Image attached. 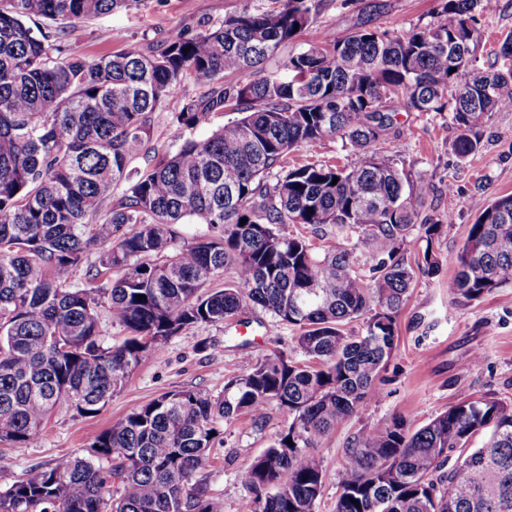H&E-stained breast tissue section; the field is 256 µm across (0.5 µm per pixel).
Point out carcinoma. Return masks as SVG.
Returning <instances> with one entry per match:
<instances>
[{
	"instance_id": "carcinoma-1",
	"label": "carcinoma",
	"mask_w": 512,
	"mask_h": 512,
	"mask_svg": "<svg viewBox=\"0 0 512 512\" xmlns=\"http://www.w3.org/2000/svg\"><path fill=\"white\" fill-rule=\"evenodd\" d=\"M138 2L0 0V442L36 446L57 405L94 414L169 337L256 306L296 329L307 361L267 355L220 394L164 393L85 454L30 469L0 492V512H222L206 483L190 480L220 423L260 418L273 402L291 422L249 466L242 512H314L328 475L310 449L378 397L417 274L440 269L432 243L442 225H416L428 183L379 145L394 112L450 105L454 154L479 151L492 113L512 109V72L468 70L474 12L498 0H440L433 21L406 33L364 23L342 38L326 32L290 53L282 75L265 63L316 22L321 0L246 7L159 48L75 51L71 25ZM185 79L208 91L172 113L179 148L131 168L150 114ZM224 110L239 118L183 138ZM336 137L360 153L354 165H283L293 148ZM189 221L212 234L172 249ZM279 224H332L380 244L370 275L356 270L355 248L282 235ZM416 228L426 246L412 266L400 251ZM226 269L229 283L203 291ZM505 287L512 195L470 225L448 296L472 304ZM102 308L127 332L119 345L100 338ZM360 318L364 334L346 335ZM477 435L486 440L471 450ZM336 484L334 512H512V405L465 397L416 429L393 416L354 439Z\"/></svg>"
}]
</instances>
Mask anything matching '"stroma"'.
Masks as SVG:
<instances>
[{"mask_svg":"<svg viewBox=\"0 0 512 512\" xmlns=\"http://www.w3.org/2000/svg\"><path fill=\"white\" fill-rule=\"evenodd\" d=\"M263 0H141L137 7L77 23L71 41L80 53L100 57L132 45L159 46L174 31L218 24L245 6ZM438 0H322L315 24L298 36L295 47L328 31L343 37L358 21L405 32L432 20ZM480 45L472 62L477 71L508 72L512 57L500 46L512 34V0H499L491 14L478 17ZM200 86L176 85L165 108L151 115L149 146L155 158L175 152L179 144L170 127L171 115L184 100L199 95ZM455 126L451 112L399 111L389 132L392 155L429 183L427 202L418 221L439 224L434 243L440 259L437 275L419 276L397 317L396 347L377 385L379 397L361 406L317 442L316 454L329 475L315 512H333L337 488L334 476L354 437L395 415L420 427L463 397H491L512 404V288H502L482 301L459 305L448 296V280L456 256L480 208L512 194V111L495 113L484 129L481 148L466 159L451 151ZM358 153L340 139L324 140L316 150L292 149L289 166L322 160L353 165ZM280 352L301 362L294 330L256 308L241 321L189 326L171 336L162 358L146 357L125 386L97 413L82 416L59 405L36 447H4L7 465L0 469V492L22 479L35 466L53 465L60 457L82 454L93 438L132 409L163 393L200 387L220 393L225 383L246 374L257 359ZM481 353L480 366H469L472 353ZM289 419L270 404L263 419L242 414L225 423L197 478L224 512H241L248 496L245 473L252 460L287 430Z\"/></svg>","mask_w":512,"mask_h":512,"instance_id":"1","label":"stroma"}]
</instances>
